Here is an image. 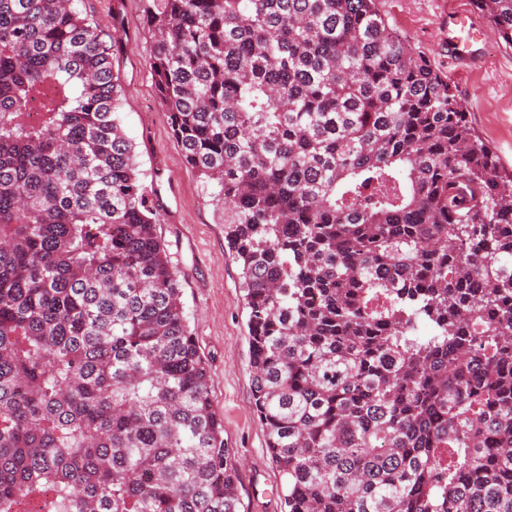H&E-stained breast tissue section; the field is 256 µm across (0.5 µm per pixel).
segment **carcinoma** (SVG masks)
I'll return each instance as SVG.
<instances>
[{
  "label": "carcinoma",
  "mask_w": 512,
  "mask_h": 512,
  "mask_svg": "<svg viewBox=\"0 0 512 512\" xmlns=\"http://www.w3.org/2000/svg\"><path fill=\"white\" fill-rule=\"evenodd\" d=\"M142 2L287 512H512V175L448 76L379 0ZM473 2L512 47V0ZM120 27L0 0V512H240Z\"/></svg>",
  "instance_id": "1"
}]
</instances>
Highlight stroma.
<instances>
[{
    "label": "stroma",
    "instance_id": "stroma-1",
    "mask_svg": "<svg viewBox=\"0 0 512 512\" xmlns=\"http://www.w3.org/2000/svg\"><path fill=\"white\" fill-rule=\"evenodd\" d=\"M460 2L380 0V8L390 26L438 67L448 55L443 44L448 14ZM85 5L103 24H111L116 12L123 18V51L115 63L123 90L122 126L147 182L177 214L175 222L159 224L157 230L185 275L183 301L208 362L213 409L243 468L240 512H284L278 471L253 409L248 311L238 265L224 247L222 204L186 165L172 137L152 82V37L140 0H85ZM471 24L482 60L449 72L448 78L467 104L474 128L497 152L502 167L512 170V49L501 44L483 15Z\"/></svg>",
    "mask_w": 512,
    "mask_h": 512
}]
</instances>
